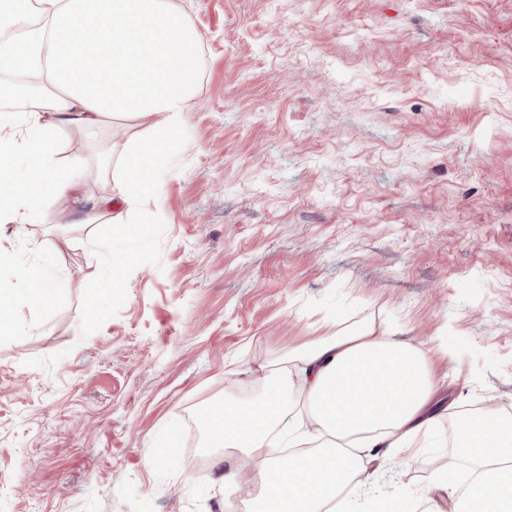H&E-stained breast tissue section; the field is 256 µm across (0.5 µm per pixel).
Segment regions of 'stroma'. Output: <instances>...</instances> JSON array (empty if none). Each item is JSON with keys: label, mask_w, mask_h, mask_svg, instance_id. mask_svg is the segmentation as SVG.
Segmentation results:
<instances>
[{"label": "stroma", "mask_w": 512, "mask_h": 512, "mask_svg": "<svg viewBox=\"0 0 512 512\" xmlns=\"http://www.w3.org/2000/svg\"><path fill=\"white\" fill-rule=\"evenodd\" d=\"M199 41L178 148L146 233L58 223L107 196L96 155L146 122L72 131L77 197L1 224L55 279L0 338V512H224L198 410L259 393L264 367L328 322L428 348L462 414L512 416V0H170ZM134 250L103 309L89 294ZM453 447L388 461L433 496Z\"/></svg>", "instance_id": "obj_1"}]
</instances>
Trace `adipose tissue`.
<instances>
[{"instance_id": "1", "label": "adipose tissue", "mask_w": 512, "mask_h": 512, "mask_svg": "<svg viewBox=\"0 0 512 512\" xmlns=\"http://www.w3.org/2000/svg\"><path fill=\"white\" fill-rule=\"evenodd\" d=\"M29 0H0L19 29L0 38V71L46 70L53 91L24 113L25 134L0 132V223L27 224L46 202L74 192L79 160L62 157L68 133L117 116L146 119L112 167V194L73 214L98 223L113 206L124 216L112 236L143 234L154 175L181 138L198 79L197 35L170 0H36L42 24H26ZM25 290L0 285V337L14 335L16 300L45 309L52 280L19 268ZM263 395L227 401L209 422L207 443L225 459L257 460L237 482L243 512H418L414 494L387 495L371 463L386 452L417 451L431 437L440 384L426 350L370 324L332 328L279 358ZM474 475L457 512H512V416L475 412L457 420Z\"/></svg>"}]
</instances>
